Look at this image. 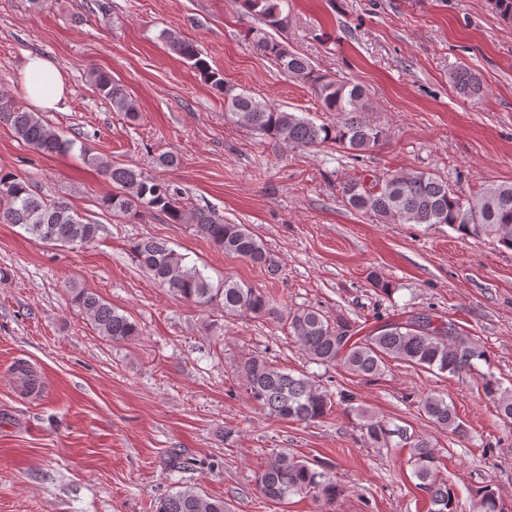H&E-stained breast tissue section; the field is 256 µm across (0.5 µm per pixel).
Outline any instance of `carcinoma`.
<instances>
[{
	"label": "carcinoma",
	"instance_id": "obj_1",
	"mask_svg": "<svg viewBox=\"0 0 512 512\" xmlns=\"http://www.w3.org/2000/svg\"><path fill=\"white\" fill-rule=\"evenodd\" d=\"M264 27L251 31L258 50L275 61L289 78L309 85L332 119L317 124L295 112L276 108L224 83L210 69L197 46L172 32L162 35L165 45L201 73L224 96V119L261 140L304 151L319 146L358 156L382 144L383 128L367 120L373 111L362 86L330 79L318 72L298 51L270 36L268 30L285 31L288 0H236ZM102 96L118 112L136 117V108L121 86L106 73L94 74ZM457 94L467 100H481L486 87L479 74L463 64L449 75ZM0 124L9 126L25 144L42 154H62L73 150L74 142L63 138L38 113L25 110L12 99L0 97ZM86 163L112 180L115 191L102 199V206L116 216H135L157 211L173 223L189 221L224 253L263 269L268 276L279 273V265L263 240L244 224H230L211 209L186 213L180 192L172 184L132 167L115 166L99 156L84 155ZM342 195L352 208L369 212L386 223L443 224L461 237H486L512 249V182L484 184L475 193L461 196L448 181L430 172L390 175L383 181L365 185L358 180L342 187ZM0 223L14 224L34 239L62 246H85L99 241L107 232L76 213L65 201L49 199L34 192L27 182L13 174H0ZM133 257L161 286L175 297L206 307L220 304L224 315L250 314L268 318L288 327V334L315 364L341 367L348 373L372 381L381 376L388 362L402 361L428 371L460 375L487 361L483 348L471 337L457 332L452 324L435 323L429 314L404 321L388 320L371 333L358 336L353 325L343 319L331 321L314 307L280 312L272 298L226 277L215 284L195 264L176 253L165 242L143 238L136 242ZM72 303L91 320L99 336L121 342L139 334L131 316L119 311L99 295L83 288H71ZM249 398L267 415L281 419L315 423L326 418L334 407L350 404L353 396L331 392L304 374L294 375L265 358L252 355L233 364ZM483 394L496 403L501 418L512 421V389L504 388L490 372L481 375ZM421 409L430 422L453 433H463L454 407L441 396H427ZM359 428L369 445L387 442V429L363 410L355 409ZM410 462L419 480L418 487L429 498V512H457L456 493L441 476L439 451L431 440H416L410 448ZM263 496L283 501L291 495L310 494L322 507L333 506L343 489L336 475L318 470L312 463L286 450L271 454L259 476ZM156 512H226L224 500L210 498L195 487L175 486L156 505ZM477 512H502L498 492L492 484L477 491Z\"/></svg>",
	"mask_w": 512,
	"mask_h": 512
}]
</instances>
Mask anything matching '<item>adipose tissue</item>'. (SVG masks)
<instances>
[{"label":"adipose tissue","mask_w":512,"mask_h":512,"mask_svg":"<svg viewBox=\"0 0 512 512\" xmlns=\"http://www.w3.org/2000/svg\"><path fill=\"white\" fill-rule=\"evenodd\" d=\"M21 76L25 95L35 110H60L66 99L67 82L52 60L42 55L29 56Z\"/></svg>","instance_id":"1"}]
</instances>
